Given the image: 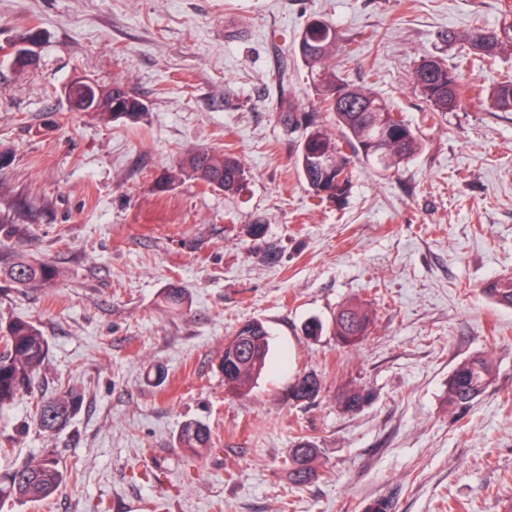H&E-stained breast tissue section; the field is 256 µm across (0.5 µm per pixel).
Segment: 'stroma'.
Returning <instances> with one entry per match:
<instances>
[{
	"instance_id": "obj_1",
	"label": "stroma",
	"mask_w": 512,
	"mask_h": 512,
	"mask_svg": "<svg viewBox=\"0 0 512 512\" xmlns=\"http://www.w3.org/2000/svg\"><path fill=\"white\" fill-rule=\"evenodd\" d=\"M509 13L512 0H0V42L42 33L34 66L0 59V268L23 254L59 272L37 288L0 281V322L32 321L49 343L31 392L0 409V474L44 455L66 474L53 498L0 512H364L380 498L393 512H512V308L484 292L512 276V112L477 94L512 53L470 59L453 112L432 111L412 79L422 56L456 62L448 30ZM316 18L339 34L337 75L423 143L385 174L358 164L347 197L320 207L284 119L335 126L295 52ZM76 77L124 84L147 110L72 111ZM195 150L235 155L240 188L176 178ZM351 301L373 322L345 347L332 320ZM252 320L271 334L269 365L232 395L219 358ZM478 354L493 381L453 409L448 377ZM302 374L320 378L318 397L286 402ZM353 389L368 395L354 411ZM70 390V424L41 431L37 400ZM188 422L210 430L202 454L180 446ZM301 435L319 471L297 487Z\"/></svg>"
}]
</instances>
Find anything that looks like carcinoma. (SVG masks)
Instances as JSON below:
<instances>
[{"label": "carcinoma", "instance_id": "obj_1", "mask_svg": "<svg viewBox=\"0 0 512 512\" xmlns=\"http://www.w3.org/2000/svg\"><path fill=\"white\" fill-rule=\"evenodd\" d=\"M448 45L461 44L473 55L492 58L512 49V19L506 17L491 30L448 31ZM339 36L329 23L315 19L304 29L297 51L310 69L321 92V102L334 115L339 137L312 121H303L294 112L288 123L303 128V137L296 156L299 173L312 197L321 202L345 198L353 186L354 161H361L381 171L395 169L414 159L422 143L412 126L396 116L386 100L367 87L356 86L338 77L331 60L338 49ZM413 80L416 88L434 112L453 111L462 106L469 88L462 82L459 68L436 56L419 60ZM112 89L123 92L116 99L106 89L92 94L90 100L75 93L77 112H95L112 121L135 119L146 112L144 102L120 84ZM489 105L500 112H512V74L503 76L487 95ZM180 174L208 186L233 191L244 178V169L233 156L210 150L191 153L180 167ZM0 276L16 288L44 286L57 277L49 263L21 256ZM496 303L512 307V277L493 281L484 288ZM372 323L370 310L362 303L341 306L334 316L333 334L345 346H354L367 336ZM269 332L260 321L242 324L234 335L224 340L219 368L224 374V388L233 394L248 392L269 362ZM48 342L31 321L13 319L0 326V407L14 402L18 394L37 379L48 356ZM492 383V362L489 356L469 358L454 369L448 378L450 406L464 410L479 398ZM321 391L320 380L312 375L298 377L288 386L287 398L292 403L315 400ZM81 405L80 395L70 391L53 396L37 413L40 426L46 431L66 427ZM181 447L202 452L210 443V432L200 423L188 422L180 432ZM318 449L300 437L295 442L290 477L303 486L317 477L314 462ZM64 480L58 463L51 457L31 460L0 478V502L37 503L51 498Z\"/></svg>", "mask_w": 512, "mask_h": 512}]
</instances>
